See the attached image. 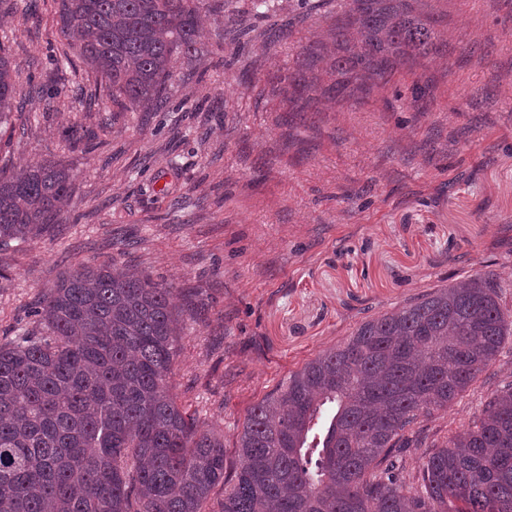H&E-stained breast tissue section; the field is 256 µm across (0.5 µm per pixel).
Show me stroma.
Instances as JSON below:
<instances>
[{
    "label": "stroma",
    "mask_w": 512,
    "mask_h": 512,
    "mask_svg": "<svg viewBox=\"0 0 512 512\" xmlns=\"http://www.w3.org/2000/svg\"><path fill=\"white\" fill-rule=\"evenodd\" d=\"M195 54L160 112H118L84 66L55 69L53 0L33 15L0 0V48L22 98L0 128V172L48 159L73 174L65 223L0 248V338L37 328L32 309L79 263H117L177 290L186 318L169 386L233 452L248 408L369 316L477 274L512 315V0H425L438 55L328 98L292 97L302 45L336 17L298 0H207ZM248 34L227 33L225 11ZM297 18L268 44L275 24ZM81 126L82 142L63 132ZM512 382V337L448 410L423 423L442 443Z\"/></svg>",
    "instance_id": "35a3bbf8"
}]
</instances>
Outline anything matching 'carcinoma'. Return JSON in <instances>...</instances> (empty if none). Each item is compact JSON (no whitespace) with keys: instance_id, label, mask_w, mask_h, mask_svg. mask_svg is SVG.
<instances>
[{"instance_id":"1","label":"carcinoma","mask_w":512,"mask_h":512,"mask_svg":"<svg viewBox=\"0 0 512 512\" xmlns=\"http://www.w3.org/2000/svg\"><path fill=\"white\" fill-rule=\"evenodd\" d=\"M415 0L336 6L329 69L380 82L439 52ZM204 0H59L60 36L125 112L159 111L177 60L195 51ZM327 45L302 47L293 94ZM18 92L0 51V124ZM68 169L0 173V246L63 222ZM491 274L363 321L253 404L226 465L224 434L169 393L180 315L174 288L126 267L80 265L41 296V328L0 343V512H512V383L424 457L420 418L444 410L496 360L512 320Z\"/></svg>"}]
</instances>
